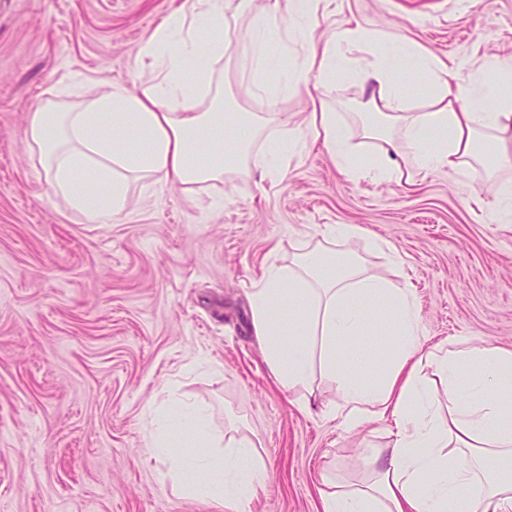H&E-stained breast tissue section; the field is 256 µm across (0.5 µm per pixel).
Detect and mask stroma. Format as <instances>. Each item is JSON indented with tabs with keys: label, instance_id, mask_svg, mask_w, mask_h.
<instances>
[{
	"label": "stroma",
	"instance_id": "obj_1",
	"mask_svg": "<svg viewBox=\"0 0 512 512\" xmlns=\"http://www.w3.org/2000/svg\"><path fill=\"white\" fill-rule=\"evenodd\" d=\"M183 2L0 0V512H216L161 483L166 465L149 454L150 410L172 392L205 405L215 433L234 424L254 440L270 480L251 512H321L324 477L357 478L360 449L387 447L394 423L339 428L327 382L310 406L288 402L253 334L249 295L333 224L369 231L339 251L413 288L427 344L512 348V223H500L480 164L399 184L366 166L345 176L308 143L265 179L231 165L191 192L134 186L128 208L103 223L47 196L22 139L28 113L71 82L80 102L144 80L137 49ZM313 22L336 43L327 95L355 128L357 158L373 143L356 129L369 91L350 67L400 62L417 110L426 98L400 44L457 61L464 89L486 61L512 58V0H323ZM357 22L377 30L375 44L340 40ZM216 69L227 111L308 109L302 96L270 104L239 60Z\"/></svg>",
	"mask_w": 512,
	"mask_h": 512
}]
</instances>
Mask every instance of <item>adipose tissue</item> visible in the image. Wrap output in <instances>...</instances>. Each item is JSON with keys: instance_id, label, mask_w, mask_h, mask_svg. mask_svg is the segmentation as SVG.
Here are the masks:
<instances>
[{"instance_id": "obj_1", "label": "adipose tissue", "mask_w": 512, "mask_h": 512, "mask_svg": "<svg viewBox=\"0 0 512 512\" xmlns=\"http://www.w3.org/2000/svg\"><path fill=\"white\" fill-rule=\"evenodd\" d=\"M320 0H285L281 15L254 24L248 72L264 85L272 72L267 47L297 36L305 52L294 73L276 88L309 97V135L322 140L338 168L355 176L345 124L324 91L336 80V45L321 41L311 19ZM226 0H191L170 13L140 46L135 69L151 78L134 89L61 110L31 112L24 140L38 150L52 196L90 218L126 209L131 185L152 179L193 187L222 180L224 166L253 158L257 170H278L297 138L271 137L260 156L251 150L268 123L287 128L291 114L204 111L216 65L239 48L224 36ZM487 76L461 92L448 65L418 57L414 74L430 84L425 109H409L404 83L382 59L351 69V80L371 89L373 123L362 129L376 143L371 160L383 179L412 183L415 174L469 164L474 143L492 132L493 162L512 165V94H500L491 74L512 76V63L494 60ZM357 224L330 227L324 244L301 247L286 266L270 268L250 297L254 334L284 395L308 400L317 381L335 384L339 403L329 415L352 429L389 417L392 446L365 448L366 479L332 476L322 493L323 512H512V350L459 339L426 346L410 288L365 274L358 259L335 249L337 241L367 237ZM383 332L387 351L368 338ZM432 378H425L424 368ZM182 425L201 477L180 481L181 493L209 501L220 512H249L269 479L268 466L248 436L214 433L203 407L181 400L153 412L151 450L176 478L180 459L171 423Z\"/></svg>"}]
</instances>
